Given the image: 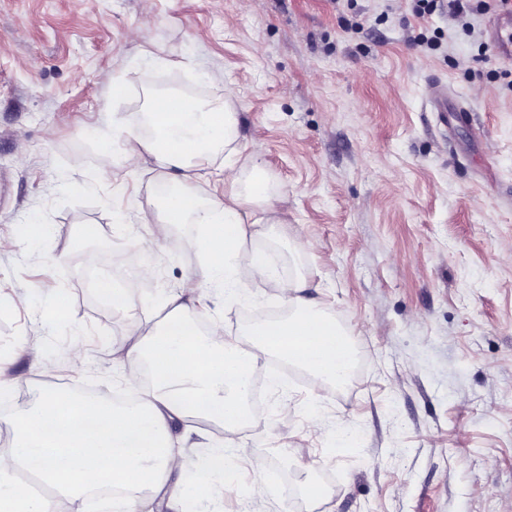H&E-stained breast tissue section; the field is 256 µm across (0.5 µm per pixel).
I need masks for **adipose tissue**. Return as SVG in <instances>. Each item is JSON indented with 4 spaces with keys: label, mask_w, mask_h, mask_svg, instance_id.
<instances>
[{
    "label": "adipose tissue",
    "mask_w": 512,
    "mask_h": 512,
    "mask_svg": "<svg viewBox=\"0 0 512 512\" xmlns=\"http://www.w3.org/2000/svg\"><path fill=\"white\" fill-rule=\"evenodd\" d=\"M150 140L134 136L123 143L127 158L150 152L163 168L184 163L199 166L216 146L226 155L240 154L237 118L223 105H193L177 94L166 95L149 114ZM243 183L236 164L224 165V194L196 200L187 179L167 181L162 223L218 224L208 239L217 259L203 275L221 286L225 297L238 293L230 275L234 243L250 226L266 224L271 213L286 210L287 195L268 197L260 164ZM301 284L283 287L296 312L286 319L255 327L250 348L220 339H197L179 295L168 304V322L148 342H135L130 356L144 361L152 376L150 392L132 406L119 408L105 399L77 402L60 391H45L35 412L12 421L13 441L0 450V512H58V495L69 497L74 512H84L94 487L112 483L123 492L121 512H144V496L161 493L176 466L168 441L173 419H203L227 428L246 418L247 385L259 354H273L300 364L326 381L342 386L350 377L354 351L350 340L324 311L301 297ZM23 469L51 485L46 496L14 476Z\"/></svg>",
    "instance_id": "adipose-tissue-1"
}]
</instances>
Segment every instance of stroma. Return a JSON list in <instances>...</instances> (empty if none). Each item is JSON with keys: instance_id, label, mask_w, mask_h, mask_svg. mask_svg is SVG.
<instances>
[{"instance_id": "obj_1", "label": "stroma", "mask_w": 512, "mask_h": 512, "mask_svg": "<svg viewBox=\"0 0 512 512\" xmlns=\"http://www.w3.org/2000/svg\"><path fill=\"white\" fill-rule=\"evenodd\" d=\"M490 21L411 0H0V436L50 386L138 397L126 351L166 325L167 295L242 343L303 280L357 369L336 387L268 354L259 417L171 422L172 480L228 450L233 480L198 512H512V55ZM166 77L228 104L243 182L255 156L288 197L235 244L233 301L193 281L212 261L201 225L157 221L177 170L122 155ZM91 250L149 267L151 287L104 303Z\"/></svg>"}]
</instances>
